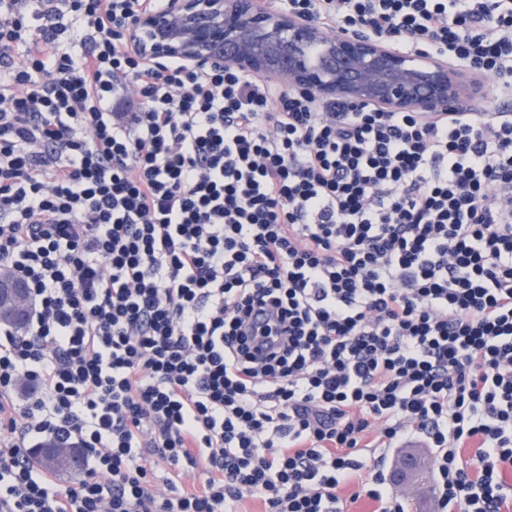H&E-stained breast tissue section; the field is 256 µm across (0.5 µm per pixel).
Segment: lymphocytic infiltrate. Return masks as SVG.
<instances>
[{
  "instance_id": "1",
  "label": "lymphocytic infiltrate",
  "mask_w": 512,
  "mask_h": 512,
  "mask_svg": "<svg viewBox=\"0 0 512 512\" xmlns=\"http://www.w3.org/2000/svg\"><path fill=\"white\" fill-rule=\"evenodd\" d=\"M167 2L0 0V270L30 304L0 326V512H346L366 467L407 512L385 452L414 434L440 512H504L512 109L152 65L125 24ZM281 2L512 78V0ZM45 438L78 482L34 468Z\"/></svg>"
}]
</instances>
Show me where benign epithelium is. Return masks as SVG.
<instances>
[{
  "mask_svg": "<svg viewBox=\"0 0 512 512\" xmlns=\"http://www.w3.org/2000/svg\"><path fill=\"white\" fill-rule=\"evenodd\" d=\"M128 40L155 62L221 63L311 91L392 112H446L480 94L483 76L440 56L412 58L383 39L330 34L310 19L267 9L259 0H168L142 12Z\"/></svg>",
  "mask_w": 512,
  "mask_h": 512,
  "instance_id": "7a95c632",
  "label": "benign epithelium"
}]
</instances>
